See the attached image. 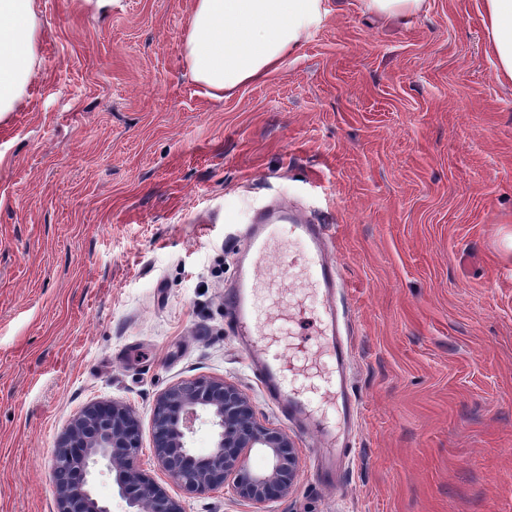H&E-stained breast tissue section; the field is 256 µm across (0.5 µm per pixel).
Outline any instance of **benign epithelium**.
Wrapping results in <instances>:
<instances>
[{"label": "benign epithelium", "mask_w": 512, "mask_h": 512, "mask_svg": "<svg viewBox=\"0 0 512 512\" xmlns=\"http://www.w3.org/2000/svg\"><path fill=\"white\" fill-rule=\"evenodd\" d=\"M203 415L216 428L215 449L197 456L187 437ZM154 457L189 493L227 486L233 497L260 508L292 490L298 479L293 442L257 418L252 402L223 378L182 380L160 392L151 414ZM140 420L125 403H93L70 421L54 450L52 480L57 512H110L93 493L88 476L101 463L114 476L127 512H184L181 504L140 467ZM264 448L270 465L255 471L251 451Z\"/></svg>", "instance_id": "benign-epithelium-1"}]
</instances>
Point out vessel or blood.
Segmentation results:
<instances>
[{"instance_id":"vessel-or-blood-1","label":"vessel or blood","mask_w":512,"mask_h":512,"mask_svg":"<svg viewBox=\"0 0 512 512\" xmlns=\"http://www.w3.org/2000/svg\"><path fill=\"white\" fill-rule=\"evenodd\" d=\"M288 238L302 244L300 256L291 258V273L305 276L312 289L308 304L318 316V336L325 357V370L313 391L321 398L340 403L344 418H352L355 407L347 399V356L342 322L334 302L336 264L329 258L320 225L297 218L292 210L277 208L269 215L256 216L249 226L248 243L240 257L237 288L224 294V306L232 312L236 335L252 354L253 365L268 392L291 420L317 431V446L327 456L335 455L331 432L320 426L304 387L299 386L296 365L287 363L272 343L280 326L274 304L261 284V277L274 255L277 241Z\"/></svg>"}]
</instances>
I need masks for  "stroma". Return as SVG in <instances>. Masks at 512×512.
Segmentation results:
<instances>
[{
  "label": "stroma",
  "instance_id": "stroma-1",
  "mask_svg": "<svg viewBox=\"0 0 512 512\" xmlns=\"http://www.w3.org/2000/svg\"><path fill=\"white\" fill-rule=\"evenodd\" d=\"M192 0H37L39 65L0 117V512H57L53 450L93 402L128 404L155 461L157 394L223 378L294 443L266 512H512V83L481 0L386 18L327 0L263 79L206 95ZM288 204L325 226L358 411L328 481L226 322L245 230ZM475 262H466V255Z\"/></svg>",
  "mask_w": 512,
  "mask_h": 512
}]
</instances>
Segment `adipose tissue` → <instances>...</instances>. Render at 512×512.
<instances>
[{"label":"adipose tissue","instance_id":"ef3b65f1","mask_svg":"<svg viewBox=\"0 0 512 512\" xmlns=\"http://www.w3.org/2000/svg\"><path fill=\"white\" fill-rule=\"evenodd\" d=\"M496 76L512 82V0H482ZM326 0H192L184 60L211 96L275 70L326 21ZM41 30L36 0H0V114L15 111L36 73Z\"/></svg>","mask_w":512,"mask_h":512}]
</instances>
